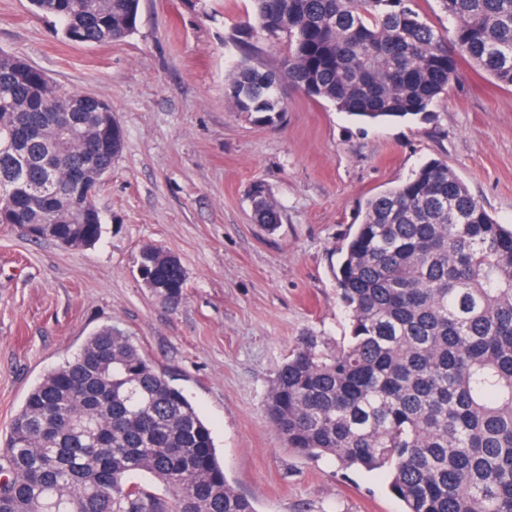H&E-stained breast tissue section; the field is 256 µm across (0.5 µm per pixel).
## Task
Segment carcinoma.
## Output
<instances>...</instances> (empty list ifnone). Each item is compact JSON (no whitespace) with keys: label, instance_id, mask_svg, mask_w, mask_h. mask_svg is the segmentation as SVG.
Returning a JSON list of instances; mask_svg holds the SVG:
<instances>
[{"label":"carcinoma","instance_id":"1","mask_svg":"<svg viewBox=\"0 0 512 512\" xmlns=\"http://www.w3.org/2000/svg\"><path fill=\"white\" fill-rule=\"evenodd\" d=\"M233 40L226 97L274 123L292 88L364 119L427 116L469 59L512 87V0H437L456 22L437 35L415 0H250ZM64 39L118 42L139 0H30ZM288 37L279 70L252 63L254 33ZM0 55V174L19 170L45 197L12 199L17 223L59 244L92 246L70 163L99 133L96 102ZM74 125L63 138L55 122ZM254 221L281 223L264 185ZM153 292L177 305L179 260L158 262ZM350 324L332 351L302 339L266 399L294 451L344 469L384 470L402 512H512V227L499 223L439 160L369 198L334 272ZM0 512H257L219 462L183 390L131 337L106 325L28 391L0 442ZM147 474L151 483L132 480Z\"/></svg>","mask_w":512,"mask_h":512}]
</instances>
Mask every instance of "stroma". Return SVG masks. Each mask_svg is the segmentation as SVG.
I'll list each match as a JSON object with an SVG mask.
<instances>
[{"mask_svg": "<svg viewBox=\"0 0 512 512\" xmlns=\"http://www.w3.org/2000/svg\"><path fill=\"white\" fill-rule=\"evenodd\" d=\"M248 0H140L134 33L78 45L0 0V52L61 88L107 100L123 133L96 198L91 247L31 239L0 224V438L30 388L113 325L165 370L209 423L230 484L258 512H401L383 472L291 451L265 407L301 337L347 343L334 268L367 199L439 159L503 224H512V87L469 62L428 118L365 122L298 91L276 124L225 99L232 40ZM264 183L282 222L252 220ZM175 255L178 306L138 275L142 250Z\"/></svg>", "mask_w": 512, "mask_h": 512, "instance_id": "obj_1", "label": "stroma"}]
</instances>
